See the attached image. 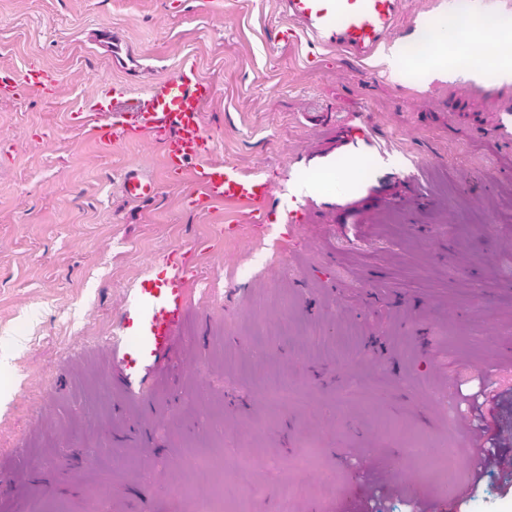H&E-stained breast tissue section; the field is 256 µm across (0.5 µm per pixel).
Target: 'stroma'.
Listing matches in <instances>:
<instances>
[{
  "label": "stroma",
  "instance_id": "stroma-1",
  "mask_svg": "<svg viewBox=\"0 0 512 512\" xmlns=\"http://www.w3.org/2000/svg\"><path fill=\"white\" fill-rule=\"evenodd\" d=\"M277 0H0V66L52 71L55 87L0 99V512H203L217 493L247 512H409L401 478L442 489L447 473L413 438L464 456L476 436L461 383L491 373L499 396L486 434L499 459L464 471L451 512H512V172L491 142L512 82L431 76L418 62L368 76L306 40L284 41ZM120 54H113V42ZM216 88L202 112L212 161L269 192L224 206L232 230L186 209L191 175L168 177L141 133L104 148L71 120L103 85L143 96L184 57ZM370 123L393 175L334 187L341 135ZM151 177L147 200L121 191ZM314 184V209L287 221L290 189ZM492 227L457 223L460 203ZM180 251L198 272L188 342L172 379L131 419L109 379L104 339L132 288ZM467 280L468 290L457 287ZM288 391L267 397L270 383ZM314 454L301 471L295 453ZM206 451L225 486L193 464ZM23 480H16V473ZM265 492L251 499L252 483Z\"/></svg>",
  "mask_w": 512,
  "mask_h": 512
}]
</instances>
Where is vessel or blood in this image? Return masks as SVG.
<instances>
[{
    "instance_id": "obj_1",
    "label": "vessel or blood",
    "mask_w": 512,
    "mask_h": 512,
    "mask_svg": "<svg viewBox=\"0 0 512 512\" xmlns=\"http://www.w3.org/2000/svg\"><path fill=\"white\" fill-rule=\"evenodd\" d=\"M488 0H459L456 15L474 29L485 26ZM404 0H279L289 39H307L352 59L359 68L379 54L399 34ZM43 73L19 77L13 70L0 69V96H12L20 82L42 83ZM214 95V88L199 73L193 59L181 61L177 70L156 81L145 97L139 98L135 123L123 113L112 116L108 128L90 130L89 136L103 145L124 141L134 132L161 135L165 168L193 166L207 191V206L251 204L265 196L264 184L248 180L229 162L210 161L201 124V112ZM155 189L152 181L128 173L125 194L144 199ZM161 269L133 289L119 325L105 344L112 358V387L124 404L145 408L156 379L170 376L178 363L186 339L180 330L189 315L185 284L192 270L176 253L160 258Z\"/></svg>"
}]
</instances>
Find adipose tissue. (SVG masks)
Masks as SVG:
<instances>
[{"label":"adipose tissue","mask_w":512,"mask_h":512,"mask_svg":"<svg viewBox=\"0 0 512 512\" xmlns=\"http://www.w3.org/2000/svg\"><path fill=\"white\" fill-rule=\"evenodd\" d=\"M439 36L436 41L423 50V65L432 72L442 76H465L473 80H480L488 67H495L496 75L500 80H512V62L492 65L495 48L500 41L512 40V16L494 15L488 18L489 32L483 36V47L468 66H459L457 59L451 51L453 43L458 41V19L453 13L441 15L434 23Z\"/></svg>","instance_id":"obj_1"}]
</instances>
